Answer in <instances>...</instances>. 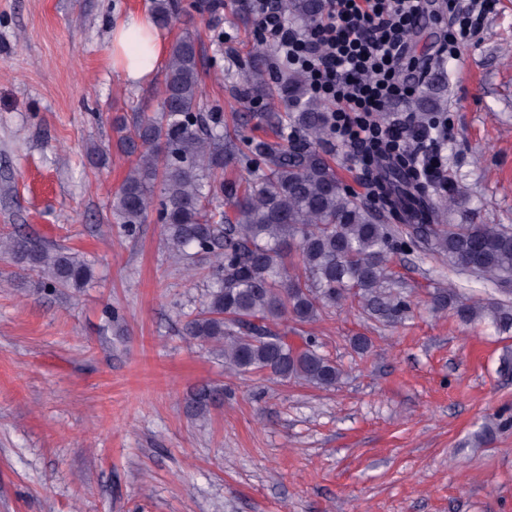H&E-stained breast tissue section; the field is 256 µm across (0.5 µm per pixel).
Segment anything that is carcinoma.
I'll list each match as a JSON object with an SVG mask.
<instances>
[{
  "mask_svg": "<svg viewBox=\"0 0 512 512\" xmlns=\"http://www.w3.org/2000/svg\"><path fill=\"white\" fill-rule=\"evenodd\" d=\"M280 9L309 34L324 2L281 0ZM149 11L167 27L178 4L149 0ZM194 20L185 16L186 29L170 46L156 111L138 113L131 124L123 117L113 121L117 147L134 160L111 201L113 223L125 233L135 234L154 214L177 260L193 270L196 260H208L204 304L183 325L190 342L219 352L233 374L262 372L322 390L336 387L342 372L319 351L316 338L296 345L279 325L314 322L351 297L369 315L397 321L410 304L394 288L389 263L406 233L448 257L458 272L502 285L501 296L481 299L442 289L435 309L450 310L464 324L487 320L499 332L512 331V226L449 224L435 203L414 212L419 223L408 232L384 223L342 185L320 149L330 135L329 115L305 75L283 68L270 86L274 51L262 44L237 72L234 91L241 99L283 105L265 113L278 140L253 138L241 149L203 90ZM445 80L441 69L411 110L446 104ZM245 158L255 163L247 177H224ZM0 253L51 292L77 290L94 278L84 256L28 236L0 234ZM223 400L217 387H203L189 408L203 418Z\"/></svg>",
  "mask_w": 512,
  "mask_h": 512,
  "instance_id": "1",
  "label": "carcinoma"
}]
</instances>
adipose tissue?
I'll use <instances>...</instances> for the list:
<instances>
[{"mask_svg": "<svg viewBox=\"0 0 512 512\" xmlns=\"http://www.w3.org/2000/svg\"><path fill=\"white\" fill-rule=\"evenodd\" d=\"M166 54V39L148 18L130 16L112 27V66L133 84L148 81Z\"/></svg>", "mask_w": 512, "mask_h": 512, "instance_id": "adipose-tissue-1", "label": "adipose tissue"}]
</instances>
